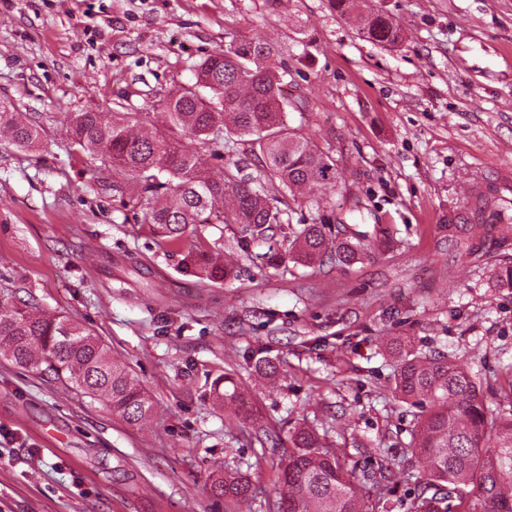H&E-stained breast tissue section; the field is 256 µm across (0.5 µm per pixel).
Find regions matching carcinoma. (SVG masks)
Instances as JSON below:
<instances>
[{
	"label": "carcinoma",
	"mask_w": 512,
	"mask_h": 512,
	"mask_svg": "<svg viewBox=\"0 0 512 512\" xmlns=\"http://www.w3.org/2000/svg\"><path fill=\"white\" fill-rule=\"evenodd\" d=\"M332 2L342 18H360L368 39L384 46L401 40L390 20L362 13L361 0ZM283 68L263 40L230 42L197 65L195 84L165 96L164 128L149 112L105 115L88 109L70 113L68 134L116 175L132 177L145 220L170 243H182L189 227L207 224L211 217L221 224H244L253 228L252 239L270 241L273 226L284 223L285 210L270 203L263 184L242 175L238 162L217 172L203 169L201 150L218 143L246 144L262 160L263 175L286 192L311 191L336 179L335 162L288 124ZM0 130L26 150L39 146L43 132L20 121L4 100ZM495 207V198L484 195L467 209L483 224L496 215ZM323 228L314 222L301 225L285 253L268 248V260L312 267L328 257L350 264L378 245L377 238L343 223L334 239ZM188 254L189 268L202 280L219 283L233 276L236 262L230 253L195 247ZM0 354L75 385L130 424H146L153 417V400L125 363L90 330L64 316L0 300ZM394 390L422 408L411 446L423 461L426 485L414 512H512V418L504 420L486 406L469 366L452 354L407 351L400 354ZM219 399L227 400L239 419L254 418L238 391ZM291 442L271 512H362L355 473L315 429L296 430ZM212 490L234 509L252 499L250 482L228 468L213 476ZM474 493L478 497L472 504Z\"/></svg>",
	"instance_id": "cac0c4a2"
}]
</instances>
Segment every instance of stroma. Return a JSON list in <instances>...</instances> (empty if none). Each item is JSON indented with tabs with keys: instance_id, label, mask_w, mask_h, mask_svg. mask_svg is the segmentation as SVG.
Listing matches in <instances>:
<instances>
[{
	"instance_id": "obj_1",
	"label": "stroma",
	"mask_w": 512,
	"mask_h": 512,
	"mask_svg": "<svg viewBox=\"0 0 512 512\" xmlns=\"http://www.w3.org/2000/svg\"><path fill=\"white\" fill-rule=\"evenodd\" d=\"M398 45L358 34L330 0H0V100L40 125L33 150L0 133V295L91 330L155 404L129 425L79 389L0 356V512H227L210 475L239 470L269 512L290 437L314 427L353 468L365 512H412L418 408L395 397L387 340L455 355L494 413L512 416V231L449 224L494 193L512 216V0H368ZM262 39L287 66L288 123L338 177L286 195L289 224H355L391 241L362 262L183 272L103 159L70 144L69 113L149 112L192 85L229 40ZM475 248L480 259L462 260ZM276 358L274 382L255 361ZM258 413L228 416L214 382Z\"/></svg>"
}]
</instances>
